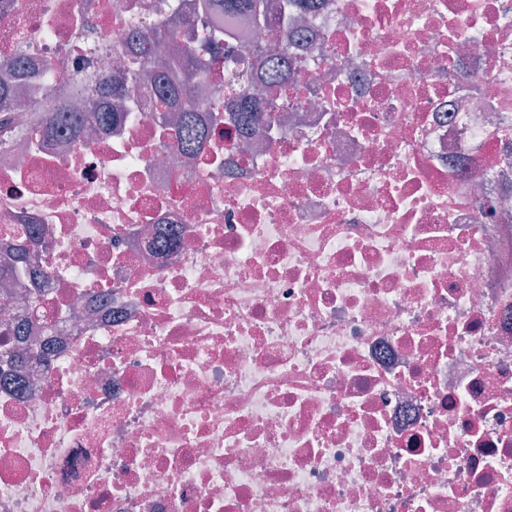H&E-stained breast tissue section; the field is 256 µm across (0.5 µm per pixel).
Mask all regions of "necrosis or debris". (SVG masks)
<instances>
[{"label":"necrosis or debris","mask_w":512,"mask_h":512,"mask_svg":"<svg viewBox=\"0 0 512 512\" xmlns=\"http://www.w3.org/2000/svg\"><path fill=\"white\" fill-rule=\"evenodd\" d=\"M155 0H0L65 84ZM301 96L204 150L135 123L40 151L0 131V225L44 287L0 322L46 358L0 385V512H512V0H321Z\"/></svg>","instance_id":"4bbe7bcc"}]
</instances>
